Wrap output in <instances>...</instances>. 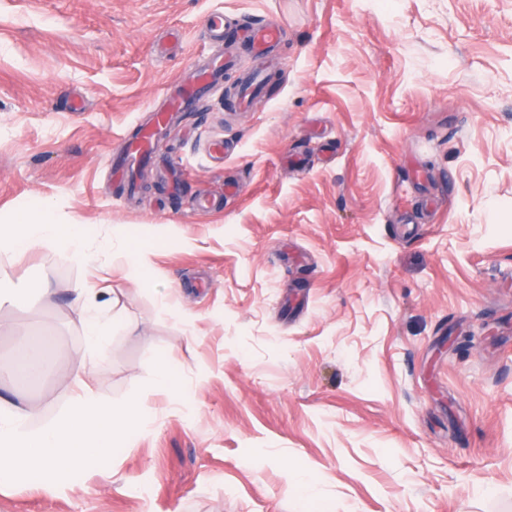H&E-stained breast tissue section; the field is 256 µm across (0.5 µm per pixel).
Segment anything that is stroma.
<instances>
[{
    "label": "stroma",
    "instance_id": "1",
    "mask_svg": "<svg viewBox=\"0 0 512 512\" xmlns=\"http://www.w3.org/2000/svg\"><path fill=\"white\" fill-rule=\"evenodd\" d=\"M214 13L281 32L224 84L281 79L183 113L126 201L112 153L212 53ZM36 204L144 246L146 275L113 262L94 362L93 262L0 252L55 290L0 310V362L22 334L59 359L20 405L64 413L86 371L153 422L0 512H512V0H0V225ZM106 290V288H87L85 285L75 288L76 301L83 312V332L87 346L101 357L112 356L111 323L102 311V304L97 300L99 294ZM154 363L157 368V388L160 391L168 394L174 400L178 401L185 399L188 395V390L178 378L169 373L164 364V357L162 355H157L154 358Z\"/></svg>",
    "mask_w": 512,
    "mask_h": 512
}]
</instances>
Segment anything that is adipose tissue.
Here are the masks:
<instances>
[{"label": "adipose tissue", "mask_w": 512, "mask_h": 512, "mask_svg": "<svg viewBox=\"0 0 512 512\" xmlns=\"http://www.w3.org/2000/svg\"><path fill=\"white\" fill-rule=\"evenodd\" d=\"M0 249L21 257L33 250L87 258L93 250L126 257L132 273H140L138 248L129 241L95 243L83 225L57 223L50 207L25 212L0 226ZM99 289L79 286L76 301L83 312L87 346L103 357L111 356V323L98 300ZM69 409L55 419L36 425L23 407L0 410V487L31 482L40 492L53 495L73 472L91 459L125 447L130 434L150 421L140 398L120 402L102 400L82 375L72 378Z\"/></svg>", "instance_id": "obj_1"}]
</instances>
